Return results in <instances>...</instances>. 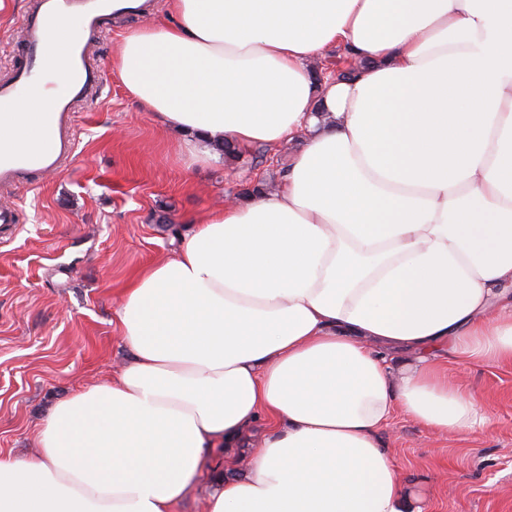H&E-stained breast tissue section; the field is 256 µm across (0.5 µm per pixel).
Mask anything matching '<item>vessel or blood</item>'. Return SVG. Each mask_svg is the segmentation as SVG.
Listing matches in <instances>:
<instances>
[{
    "instance_id": "b4317fda",
    "label": "vessel or blood",
    "mask_w": 512,
    "mask_h": 512,
    "mask_svg": "<svg viewBox=\"0 0 512 512\" xmlns=\"http://www.w3.org/2000/svg\"><path fill=\"white\" fill-rule=\"evenodd\" d=\"M137 0H35L23 19L28 63L0 83V120L11 119L18 90L41 102L37 117L36 150L8 144L0 146V188L11 189L31 171L53 173L75 158L76 102L102 92L105 77L91 62L87 34L98 31L105 19L137 8ZM84 21L83 35L67 47L69 66L60 76L50 77L41 60L49 49V35L57 21L70 13Z\"/></svg>"
}]
</instances>
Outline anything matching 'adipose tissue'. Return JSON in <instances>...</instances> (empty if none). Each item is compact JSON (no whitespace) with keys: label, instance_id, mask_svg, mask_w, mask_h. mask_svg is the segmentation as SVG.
I'll list each match as a JSON object with an SVG mask.
<instances>
[{"label":"adipose tissue","instance_id":"adipose-tissue-1","mask_svg":"<svg viewBox=\"0 0 512 512\" xmlns=\"http://www.w3.org/2000/svg\"><path fill=\"white\" fill-rule=\"evenodd\" d=\"M112 66L189 165L300 148L125 288L131 357L0 457V512H422L394 412L490 423L448 373L512 363V0H170ZM353 78L314 79L334 48ZM256 443L247 468L235 449ZM216 454L223 459L221 470L206 472L196 485L192 488L188 496L182 501L179 512H207V494L211 488V483L224 477V449H216Z\"/></svg>","mask_w":512,"mask_h":512}]
</instances>
